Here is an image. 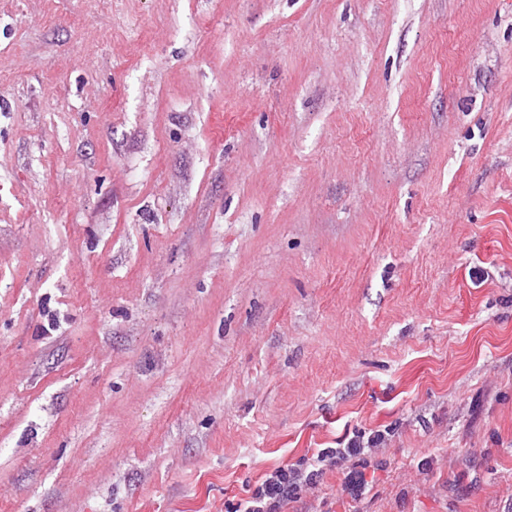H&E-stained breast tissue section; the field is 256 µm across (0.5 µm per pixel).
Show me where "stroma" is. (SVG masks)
Masks as SVG:
<instances>
[{
	"instance_id": "35a3bbf8",
	"label": "stroma",
	"mask_w": 512,
	"mask_h": 512,
	"mask_svg": "<svg viewBox=\"0 0 512 512\" xmlns=\"http://www.w3.org/2000/svg\"><path fill=\"white\" fill-rule=\"evenodd\" d=\"M512 512V0H0V512ZM357 442L351 443L352 448H344L342 452L336 449L326 448L321 450L316 458V463H309V459H301L296 465L291 467H278L265 481L256 486L248 498L239 500L232 504V511L229 512H281L282 508L288 504L301 486L314 487L317 484L316 478L322 473L323 469H313L304 474L308 466H316L326 462V466L339 467L350 458L361 454L365 448H357ZM306 467L304 468V466Z\"/></svg>"
}]
</instances>
